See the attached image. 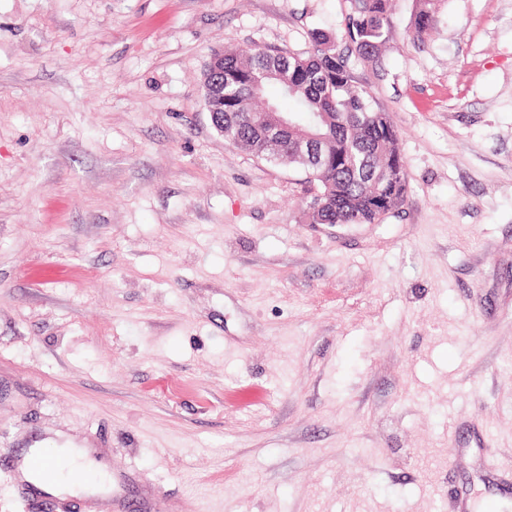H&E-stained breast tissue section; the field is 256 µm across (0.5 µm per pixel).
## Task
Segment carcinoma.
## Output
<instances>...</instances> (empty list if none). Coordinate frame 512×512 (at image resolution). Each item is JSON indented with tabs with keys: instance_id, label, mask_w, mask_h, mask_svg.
<instances>
[{
	"instance_id": "obj_1",
	"label": "carcinoma",
	"mask_w": 512,
	"mask_h": 512,
	"mask_svg": "<svg viewBox=\"0 0 512 512\" xmlns=\"http://www.w3.org/2000/svg\"><path fill=\"white\" fill-rule=\"evenodd\" d=\"M431 0H421L414 27L423 34L432 21ZM346 23L349 45L311 32L312 51L285 54L260 47L215 48L205 78V102L224 126L229 146L269 162L302 169L314 186L305 206L310 224H378L404 202L406 175L398 132L386 112L373 106L370 91L356 85L351 59L377 60L390 38L388 0H351ZM269 83L293 102L294 122L314 125L326 137L327 162L316 166L295 148L290 130L269 137L264 119L279 106L263 98Z\"/></svg>"
}]
</instances>
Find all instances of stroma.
Masks as SVG:
<instances>
[{"instance_id":"obj_1","label":"stroma","mask_w":512,"mask_h":512,"mask_svg":"<svg viewBox=\"0 0 512 512\" xmlns=\"http://www.w3.org/2000/svg\"><path fill=\"white\" fill-rule=\"evenodd\" d=\"M418 9L353 65L405 200L313 225L201 79L344 37L350 0H0V512H88L16 478L55 435L129 512H481V459L512 467V0ZM55 451L71 453L79 461L80 467H83L94 475V478L89 481L90 485L97 484L101 481L106 483L109 475L100 465L96 464L94 460L90 458L87 448H55Z\"/></svg>"}]
</instances>
